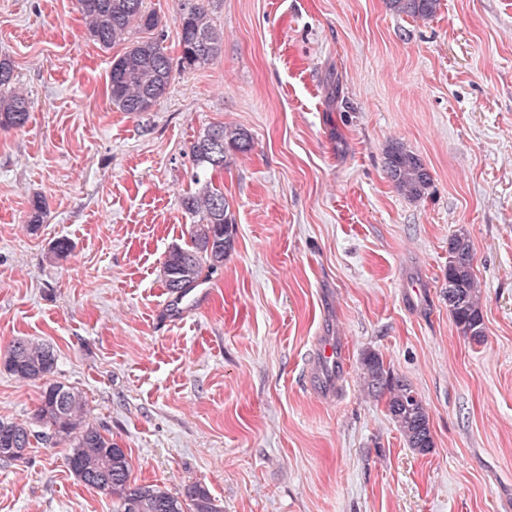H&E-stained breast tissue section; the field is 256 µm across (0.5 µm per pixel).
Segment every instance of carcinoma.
<instances>
[{"instance_id": "obj_1", "label": "carcinoma", "mask_w": 512, "mask_h": 512, "mask_svg": "<svg viewBox=\"0 0 512 512\" xmlns=\"http://www.w3.org/2000/svg\"><path fill=\"white\" fill-rule=\"evenodd\" d=\"M145 0H79L89 37L108 48L126 39L132 31L153 32L162 20L146 10ZM215 0H180L176 17L180 29L181 55L174 62L162 41L147 37L131 42L112 58L109 89L112 104L123 112H148L164 96L174 71L194 70L222 51L224 37L212 25L208 5ZM391 9L414 19L432 18L439 0H388ZM28 118V101L15 88L14 68L0 60V126L21 127ZM250 135L241 128L214 125L191 145L199 188L183 198V207L197 217L191 244L173 246L163 263L165 287L176 300L186 297L221 266L233 247V224L227 215L224 189L204 178L210 169L224 167L227 152H247ZM388 175L398 193L410 200L422 198L432 176L422 159L398 141L385 148ZM448 310L460 333L474 341L485 338L481 288L473 274V250L469 239L454 235L448 242ZM54 353L44 344L19 339L10 345L5 365L22 380H36L54 371ZM369 387L387 396V409L408 447L427 453L434 447L426 406L412 387L385 370L379 354L368 352L361 361ZM35 420L53 435L74 441L67 457L73 475L84 485L112 497L115 512H220L200 485L187 487L178 497L156 484L131 480L124 450L87 421L82 394L61 382L49 385L41 395ZM30 428L0 420V460L20 461L31 447Z\"/></svg>"}]
</instances>
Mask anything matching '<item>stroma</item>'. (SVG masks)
<instances>
[{
	"mask_svg": "<svg viewBox=\"0 0 512 512\" xmlns=\"http://www.w3.org/2000/svg\"><path fill=\"white\" fill-rule=\"evenodd\" d=\"M212 18L218 57L131 115L109 95L126 44L90 39L78 0H0L29 102L0 127V418L33 432L0 461V512H112L71 473V441L40 435L56 381L132 480L201 485L221 512H512V0H440L428 21L387 0H218ZM222 124L252 138L213 174L233 247L206 300L176 304L163 262L190 240V146ZM391 140L425 162L428 195L395 190ZM460 232L480 343L448 311ZM18 339L50 346L53 373L11 374ZM322 342L347 355L327 394ZM369 351L422 398L429 453L368 388Z\"/></svg>",
	"mask_w": 512,
	"mask_h": 512,
	"instance_id": "obj_1",
	"label": "stroma"
}]
</instances>
